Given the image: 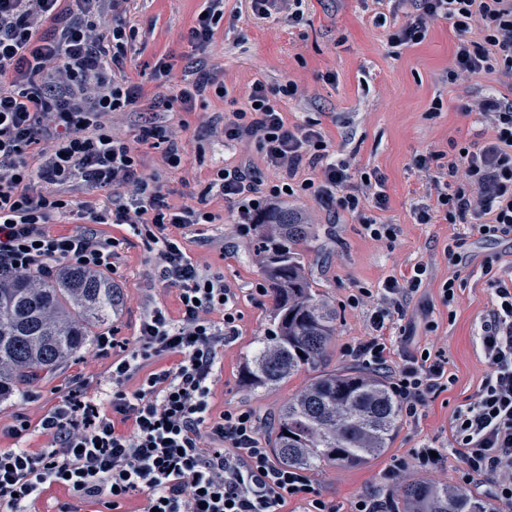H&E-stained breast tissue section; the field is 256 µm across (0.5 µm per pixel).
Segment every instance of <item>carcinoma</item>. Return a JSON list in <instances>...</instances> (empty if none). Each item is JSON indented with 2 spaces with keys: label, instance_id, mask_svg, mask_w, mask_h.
Wrapping results in <instances>:
<instances>
[{
  "label": "carcinoma",
  "instance_id": "carcinoma-1",
  "mask_svg": "<svg viewBox=\"0 0 512 512\" xmlns=\"http://www.w3.org/2000/svg\"><path fill=\"white\" fill-rule=\"evenodd\" d=\"M317 225L282 205L260 218L252 253L273 300L272 327L245 379L254 389L279 385L323 362L336 329V306L314 288L306 246ZM112 277L65 264L51 277L0 279V403L27 390L93 345L123 306ZM402 416L389 380L365 368L322 372L277 416L273 453L303 467L364 464L390 448ZM396 512H500L493 499L415 477L396 489Z\"/></svg>",
  "mask_w": 512,
  "mask_h": 512
}]
</instances>
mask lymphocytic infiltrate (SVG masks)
<instances>
[{
	"label": "lymphocytic infiltrate",
	"instance_id": "obj_1",
	"mask_svg": "<svg viewBox=\"0 0 512 512\" xmlns=\"http://www.w3.org/2000/svg\"><path fill=\"white\" fill-rule=\"evenodd\" d=\"M102 0H0V278L33 273L51 276L57 265L115 271L122 240L98 235L97 225L123 224L155 258L154 275L179 292L181 315L153 307L142 320L134 346L116 334L100 335L98 356L111 358L110 412L84 399L82 376L71 379L40 421L48 448L32 454L0 449V512H30L50 486L70 500L59 512H78L96 501L103 512H126L133 496L150 512H279L288 500L305 498L307 512H335L314 487L308 470L281 465L265 448L251 410L216 414L210 402L218 358L233 343L241 315L236 293L223 274L200 267L184 246V231L211 224L210 193L238 211L241 235L258 217L288 197H312L323 207L354 214L365 235L395 241L400 228L378 222L385 209V178L367 172L352 184L351 163L333 147L316 120L289 125L280 99H304L291 79L270 93L253 83L245 107L217 116L210 131L227 142L256 143L274 179L247 164L216 170L192 205L170 204L161 175L148 171L143 144H164L163 161L180 168L184 148L172 126L156 113L191 112L198 100L228 94L214 67L199 61L172 95L153 102L152 117L134 138L115 134L109 118L136 112L141 86L125 70L134 27L124 20L129 0H110L114 22L98 29ZM403 22L374 16L399 47L422 43L441 21L456 36L449 81L488 75L489 86L461 104L476 140L415 155L425 197L414 207L417 223L467 224L487 240H512V0H393ZM185 39L206 51L224 16V0H202ZM108 188L110 207L97 210L68 195L70 187ZM75 223L74 232L51 231L53 218ZM481 272L494 301L480 325L479 342L489 372L450 423L449 446L462 462L458 481L486 480L494 497L512 503V267L488 256ZM427 276L417 264L409 275L388 277L377 289L350 295L357 307L379 304L366 339L349 353L365 368L388 374L406 417L414 418L431 394L455 377L439 352L404 351L392 359L385 341L390 323L402 317ZM221 322H214V313ZM137 380L135 391L125 385ZM132 431H123V423Z\"/></svg>",
	"mask_w": 512,
	"mask_h": 512
}]
</instances>
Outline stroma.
Segmentation results:
<instances>
[{
    "label": "stroma",
    "mask_w": 512,
    "mask_h": 512,
    "mask_svg": "<svg viewBox=\"0 0 512 512\" xmlns=\"http://www.w3.org/2000/svg\"><path fill=\"white\" fill-rule=\"evenodd\" d=\"M201 0H132L126 20L139 31L136 53L127 72L141 85L145 102L159 94L178 89L188 65L206 60L224 77L227 98L210 97L198 102L195 111L174 114L180 122L178 134L184 147L185 162L179 170L164 168L161 148L146 144L141 148L150 168L161 170L163 192L169 203H188L192 193L204 187L216 168L252 161L262 166L256 144H224L211 136L206 121L229 108L231 101H244L250 86L258 80L276 88L285 78L305 87L313 100L302 106L283 103L289 124L312 118L319 122L333 144H345L353 169L378 170L386 179L388 207L378 217L386 224L399 225L395 243L374 241L364 236L358 219L345 212L329 214L314 200L298 201L320 228V237L309 246L315 286L336 304V334L327 351L325 369L354 366L348 348L368 334L369 311L349 306L347 298L360 288H374L390 276L409 274L416 264H426L430 277L415 295L402 324H393L386 337L396 350L405 346L402 327L413 330L416 348L439 351L448 359V371L455 384L447 391L430 396L417 418L402 419L389 449L382 456L359 467L335 466L313 471L314 486L338 512H348L352 502L372 489L395 495V485H380V473L394 461H404L402 477L422 476L436 483L455 484L461 466L456 454L447 448L449 421L456 407L478 389L488 368L478 343V328L491 308L492 295L481 274L480 263L489 254L498 255L501 264L512 263V243L481 239L459 224H420L413 208L425 191V180L413 166L416 154L450 141L473 136L472 121L459 104L472 87L485 85L482 77L448 82L446 71L453 55L455 34L449 23L437 24L425 41L413 46L389 48L386 30L373 22L374 7L366 0H303L302 24L292 25L286 14L262 19L251 14L244 0H224V18L215 30L205 53L193 51L184 39L200 10ZM171 65L168 76L154 74L158 58ZM335 73V82H326V73ZM441 97L444 108L431 118L427 109L434 97ZM217 220L185 231V246L200 265L223 273L234 288L241 312L240 335L219 357L213 387L214 413L248 408L255 413L265 446L275 439L273 418L279 409L303 390L314 378L311 370L301 371L269 390H251L243 375L246 361L258 347L270 326L269 297L254 299L251 294L262 277L247 247L234 256L224 253L235 241L238 226L235 215L222 196L212 195L209 204ZM98 233L105 238L123 240L124 246L112 275L124 297V304L112 320L119 339L134 341L139 322L148 308L160 305L171 316H178L175 289L166 288L151 276L152 259L141 242L130 238L121 224H101ZM464 234L474 257L462 270V288L453 306H444L439 287L448 277L444 249L451 237ZM437 330L427 331L428 321ZM110 359L96 356L93 350L78 354L67 364L43 374L34 383L37 399L0 405V448L17 446L37 453L48 444L47 435L37 424L53 407L75 374L88 381L87 396L107 406L112 377ZM24 414L33 426L26 438H12L8 430L17 414ZM444 448L442 460L420 469L412 452L423 444Z\"/></svg>",
    "instance_id": "35a3bbf8"
}]
</instances>
